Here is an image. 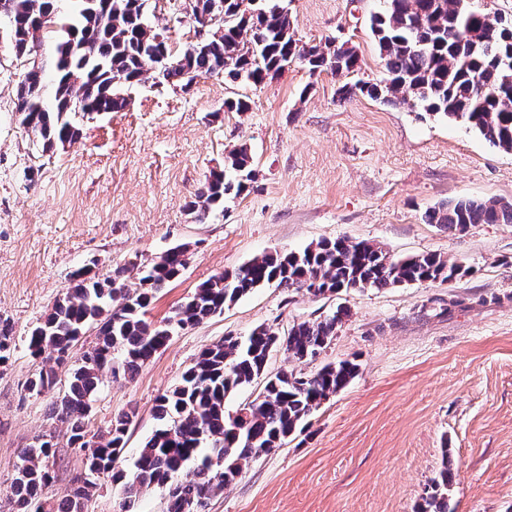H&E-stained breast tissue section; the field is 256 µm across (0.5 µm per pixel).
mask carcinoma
<instances>
[{
	"label": "carcinoma",
	"instance_id": "cac0c4a2",
	"mask_svg": "<svg viewBox=\"0 0 512 512\" xmlns=\"http://www.w3.org/2000/svg\"><path fill=\"white\" fill-rule=\"evenodd\" d=\"M146 2L108 0L103 10L92 8L89 0H75L73 13L56 21L55 0H0V13L14 19L10 34L19 56L35 51L42 23L56 26L52 100L42 99V70H29L16 90L21 123L44 150L76 143L82 137L80 114L92 115L101 108L125 110L129 99L122 87L141 82L151 56L162 49L172 63L161 82L182 89L220 73L261 84L291 58L304 62L312 75L342 76L358 68L356 51L344 43L332 49L299 46L288 11L278 0H265L264 7L250 15L247 5L252 0H224L220 19L213 0H187L195 23L217 18L220 25L208 26L201 44L175 55L166 40L143 26ZM386 2L387 7L371 17L385 61L386 84L344 83L336 90L339 98L359 91L390 105L410 102L425 112L460 120L491 145L512 151V66L503 63L512 61V23L488 13H470L461 0ZM224 167L236 172L237 181L225 180L222 170L206 178L190 202L199 221L223 204L230 191L239 195L246 190L253 178L248 147L228 151ZM424 220L459 231L471 224H512V202L462 197L426 211ZM185 252L184 245L168 249L133 290L123 282L125 269L103 281L84 267L75 270L66 295L31 331L30 355L39 358L46 353L55 366L43 367L29 378L27 390L36 396L52 390L57 384L55 367L71 363L67 390L51 403L50 411L66 424L68 444L86 451L85 462L94 466V475L73 477L70 492L55 498L49 462L56 444L38 440L18 456L10 482L13 512H37L41 502L47 504V512H76L78 500L88 499L107 474L122 483L119 512H134L139 496L151 488L165 491L166 512H186L189 504L202 505L211 493L231 484L250 460L304 433L309 417L359 373L353 359L328 363L311 375L294 370L267 373L269 357L279 348L300 363L319 355L347 315L341 307L330 317L296 323L283 336L264 324L244 337L228 335L205 348L181 383L158 399V428L139 449L134 470L126 476L116 463L135 412L118 415L110 430L88 441L92 397L106 374L133 377L167 346L174 328L197 325L271 284L329 297L340 290L447 281L461 270L433 253L396 258L369 242L321 240L301 252L258 255L234 272L212 277L165 323L154 325L144 319L146 309L180 274ZM94 323L99 324V342L72 358L73 347ZM11 342L12 325L0 318V367L10 360ZM259 378L264 385L256 399L233 415L226 413L228 395ZM452 476L445 448L437 476L416 512H448Z\"/></svg>",
	"mask_w": 512,
	"mask_h": 512
}]
</instances>
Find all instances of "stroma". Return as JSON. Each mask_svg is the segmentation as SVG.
<instances>
[{
	"label": "stroma",
	"mask_w": 512,
	"mask_h": 512,
	"mask_svg": "<svg viewBox=\"0 0 512 512\" xmlns=\"http://www.w3.org/2000/svg\"><path fill=\"white\" fill-rule=\"evenodd\" d=\"M183 0H148L145 19L173 52L195 40ZM298 44L348 43L360 67L346 78L310 75L300 60L259 85L223 75L186 91L146 78L129 88L124 111L83 119L74 145L42 150L15 106L33 63L52 65L54 42L37 57L15 53L0 15V316L13 326L11 359L0 367V512H11L18 452L38 436L57 442L53 491L65 495L84 462L66 426L48 417L67 388L26 389L40 367L27 349L81 267L104 278L127 269L128 288L169 248L188 261L157 293L146 317L158 323L213 275L254 256L300 251L345 237L394 256L440 255L459 264L453 279L365 288L331 297L269 286L199 325L176 330L167 347L130 379L104 378L89 429L106 432L135 411L118 466L130 470L157 426L154 409L199 353L226 334L266 324L287 331L348 311L328 347L300 363L273 352L268 372L315 373L356 360L350 385L325 401L301 438L252 460L211 495L204 512H414L450 453L455 478L448 512H512V224L448 231L427 210L461 197L512 202V151L461 121L357 93L342 82L380 83L384 61L370 31L383 0H279ZM248 100L228 112V99ZM244 144L254 175L197 221L188 204L224 156Z\"/></svg>",
	"instance_id": "stroma-1"
}]
</instances>
